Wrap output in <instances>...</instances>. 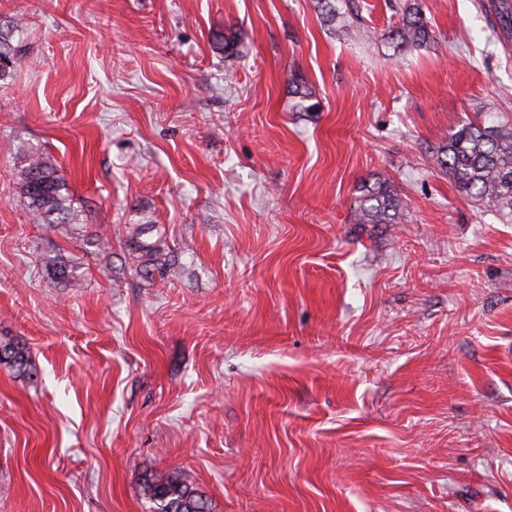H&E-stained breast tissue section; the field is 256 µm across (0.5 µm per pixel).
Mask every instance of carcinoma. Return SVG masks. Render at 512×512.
<instances>
[{"label": "carcinoma", "instance_id": "obj_1", "mask_svg": "<svg viewBox=\"0 0 512 512\" xmlns=\"http://www.w3.org/2000/svg\"><path fill=\"white\" fill-rule=\"evenodd\" d=\"M479 6L494 18V28L512 38V0H479ZM20 23H0V83L13 79L25 56ZM393 56L420 49L433 40V30L419 4L406 0L402 19L388 35ZM439 168L459 190L506 217L512 223V125L485 119L461 121L433 153ZM20 196L31 219L49 231L63 224H75L79 214L72 207L64 179L54 160L36 147L22 152L18 169ZM401 203L391 185L381 179L360 187L357 221L360 224L400 223ZM151 224L125 225V245L137 261L138 273L147 280L164 278L169 268L168 245L162 238L145 239ZM83 244L91 252L108 250L110 241L97 231L84 235ZM47 274L64 285L77 284L76 270L61 255L46 261ZM0 364L24 373L29 366L27 348L12 338L0 337ZM152 512H211L209 502L193 483L175 473H152L142 482Z\"/></svg>", "mask_w": 512, "mask_h": 512}]
</instances>
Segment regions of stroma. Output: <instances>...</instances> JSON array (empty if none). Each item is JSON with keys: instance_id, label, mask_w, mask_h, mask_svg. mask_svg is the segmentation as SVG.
Segmentation results:
<instances>
[{"instance_id": "1", "label": "stroma", "mask_w": 512, "mask_h": 512, "mask_svg": "<svg viewBox=\"0 0 512 512\" xmlns=\"http://www.w3.org/2000/svg\"><path fill=\"white\" fill-rule=\"evenodd\" d=\"M402 2L339 0L369 34L348 42L314 0H0L27 32L0 336L35 367L0 365V512H150L149 472L212 512H512V223L432 159L460 119L512 118V48L474 0H418L434 40L393 60ZM29 147L81 226L156 225L167 278L32 223ZM377 178L400 223H357ZM46 271L57 283L65 286L77 284L78 278L74 266L61 255L50 257L46 261Z\"/></svg>"}]
</instances>
